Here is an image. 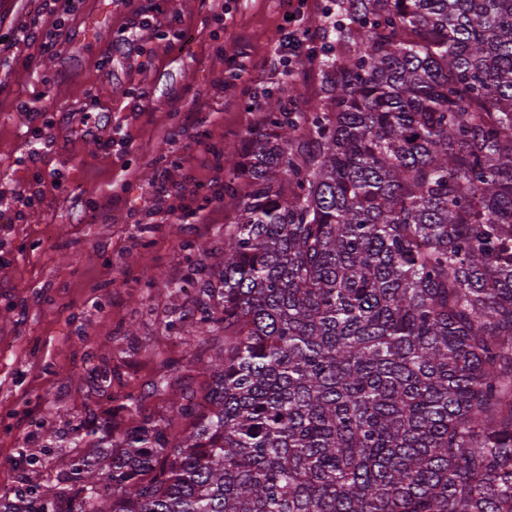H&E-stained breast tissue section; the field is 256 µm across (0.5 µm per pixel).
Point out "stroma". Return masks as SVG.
Instances as JSON below:
<instances>
[{"label":"stroma","mask_w":512,"mask_h":512,"mask_svg":"<svg viewBox=\"0 0 512 512\" xmlns=\"http://www.w3.org/2000/svg\"><path fill=\"white\" fill-rule=\"evenodd\" d=\"M138 8L151 24L124 41ZM290 9L288 0H76L42 16L69 32L63 48L18 40L0 53V197L11 206L0 218V493L54 485L47 510L61 512L57 448L28 463L19 450L41 429L79 424L101 402L104 371L112 397L140 405L113 409V434L168 411L152 385L185 360L178 336L192 313L191 291L170 284L233 218L231 201L213 195L230 164L219 151L265 120L246 90L265 83L305 112L319 88L317 74L294 81L267 65ZM96 15L104 23L88 32ZM24 101L45 113L37 151ZM88 112L102 115L101 141L89 139ZM164 168L182 184L178 206L204 225L156 216L152 183ZM92 212L105 222L87 221ZM76 369L83 382L69 381Z\"/></svg>","instance_id":"1"}]
</instances>
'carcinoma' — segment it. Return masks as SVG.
I'll use <instances>...</instances> for the list:
<instances>
[{"mask_svg":"<svg viewBox=\"0 0 512 512\" xmlns=\"http://www.w3.org/2000/svg\"><path fill=\"white\" fill-rule=\"evenodd\" d=\"M336 7L316 112L266 92L186 274L204 394L87 408L77 512H512V0Z\"/></svg>","mask_w":512,"mask_h":512,"instance_id":"carcinoma-1","label":"carcinoma"}]
</instances>
